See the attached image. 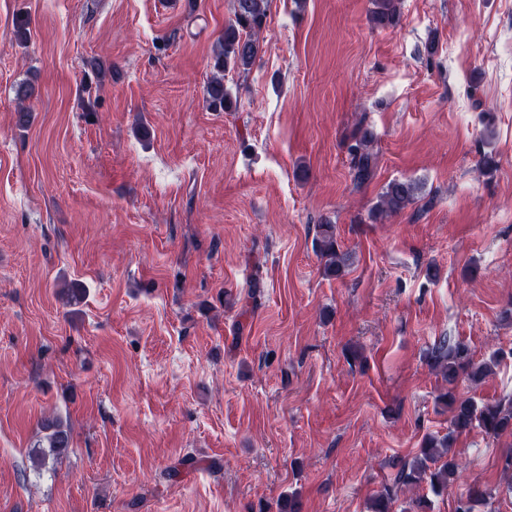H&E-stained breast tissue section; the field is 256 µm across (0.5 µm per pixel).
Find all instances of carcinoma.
Returning <instances> with one entry per match:
<instances>
[{
  "instance_id": "1",
  "label": "carcinoma",
  "mask_w": 512,
  "mask_h": 512,
  "mask_svg": "<svg viewBox=\"0 0 512 512\" xmlns=\"http://www.w3.org/2000/svg\"><path fill=\"white\" fill-rule=\"evenodd\" d=\"M269 0H233V19L224 27L213 57L212 75L204 90L205 101L213 112H229L233 108V97L224 84V73L234 71L246 74L260 51L257 38L267 16ZM398 0H373L370 21L376 26L392 24L397 16ZM33 94V88L21 83L16 88L19 100L17 123L25 126L30 120V111L24 102ZM371 133L360 127L353 133L355 144L350 146V171L353 183L361 187L370 183L377 169L376 155L370 150ZM418 184L413 180H393L380 193L370 210L374 220L385 215L397 214L411 205L418 194ZM315 250L325 260L327 275L340 277L348 267L349 256L340 251L333 225L321 224L315 238ZM501 354L496 352L490 360L475 361L470 347L462 342L444 339L426 352L425 362L429 370L454 384L459 378L477 384L493 373ZM438 402L451 413L448 433L430 436L423 442L419 455L410 461L394 464L396 472L391 483L373 499L371 512H391V506L401 492L423 483L429 491L440 496L448 490V484L456 475L458 463L451 453L457 436L478 427L486 434L498 437L512 434V396L494 401L476 402L471 398L457 396L449 389L438 396ZM41 433L30 455L33 467L40 469L48 463H56L71 446L70 428L60 417H46L41 422ZM492 491L486 487H472L466 498L460 500L455 512H480L489 504Z\"/></svg>"
}]
</instances>
